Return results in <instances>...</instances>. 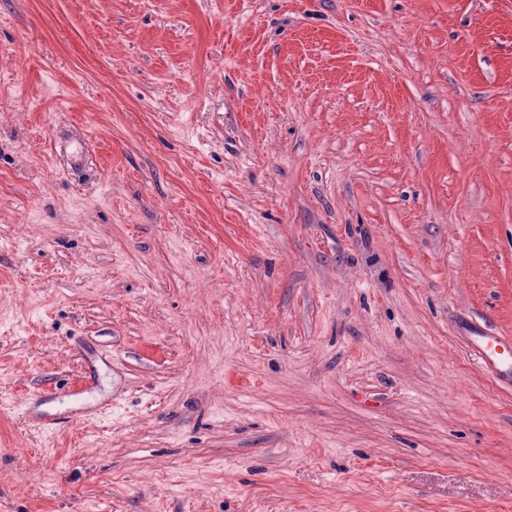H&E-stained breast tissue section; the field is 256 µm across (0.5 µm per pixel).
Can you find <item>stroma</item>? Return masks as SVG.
<instances>
[{"label": "stroma", "instance_id": "35a3bbf8", "mask_svg": "<svg viewBox=\"0 0 512 512\" xmlns=\"http://www.w3.org/2000/svg\"><path fill=\"white\" fill-rule=\"evenodd\" d=\"M465 321L512 0H0V512H512Z\"/></svg>", "mask_w": 512, "mask_h": 512}]
</instances>
